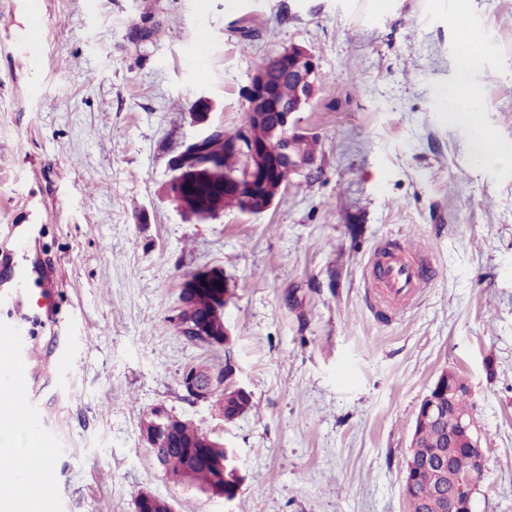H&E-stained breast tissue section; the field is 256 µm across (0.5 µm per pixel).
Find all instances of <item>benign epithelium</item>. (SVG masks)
I'll return each mask as SVG.
<instances>
[{"mask_svg":"<svg viewBox=\"0 0 512 512\" xmlns=\"http://www.w3.org/2000/svg\"><path fill=\"white\" fill-rule=\"evenodd\" d=\"M277 65L288 69V77L296 86L295 98L282 102L277 106V123L274 126L276 138L263 143L253 142L248 129L224 138V151L237 154L243 162V173L232 180H227L224 187L237 191L244 187H258L266 183L270 177L268 157H273L280 169H288L299 174L309 168L313 161L304 154L302 141L307 134L299 126L298 112L302 111L309 101L318 73V64L314 53L305 46L293 45L276 57ZM272 89L262 73L254 74L248 88V119L247 123H258L265 116L270 103ZM194 122L201 126V131L193 137L184 149L173 158L170 164L171 175L166 181L170 191L175 192L193 176L204 170L217 167L219 158L212 155L199 154L203 143L218 132L224 131V125L211 120L209 112L193 113ZM230 293L229 281L222 273L214 270H201L189 277L184 289L180 312L172 317V323L179 335L197 344L216 343L213 339L214 314L225 311ZM210 297L212 312L186 318L181 312L189 309L191 303L199 295ZM182 386L190 396L197 400H208L219 396V411H224V387H233L246 395L248 391L233 382V373L221 372V369H192L183 374ZM442 409L439 402L431 395L425 396L417 412L420 423H439ZM154 424L141 430V435L150 450L154 461H159L158 452L167 441L177 434L182 419L171 414L163 407L154 408ZM446 447L449 453L462 448L468 451L476 463L475 470L448 483L445 468L446 458L433 459L421 452L416 438H411L406 460L404 487H409L417 474L424 468H431L436 475V489L432 499L417 501L405 495L411 512H430V509L441 505L442 512H473L474 494L484 478L486 449L483 448L479 434L475 411L467 410L459 415L455 434L447 437ZM135 512H172L171 504L154 495L141 493L134 502Z\"/></svg>","mask_w":512,"mask_h":512,"instance_id":"obj_1","label":"benign epithelium"}]
</instances>
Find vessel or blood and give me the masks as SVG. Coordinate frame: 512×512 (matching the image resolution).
<instances>
[{
  "mask_svg": "<svg viewBox=\"0 0 512 512\" xmlns=\"http://www.w3.org/2000/svg\"><path fill=\"white\" fill-rule=\"evenodd\" d=\"M43 15L35 0L26 8V24L19 39L30 44L42 29ZM16 261L5 270L4 288L0 289V307L10 306L28 295L30 270L26 263L25 243L17 241ZM374 269L393 299L408 303L427 280L421 271L401 256L385 253ZM77 344L67 340L58 344L54 363H46L31 340L30 330L15 320L0 318V433H12L17 427L28 431L26 449L17 452L8 443H0V477L25 484L47 486L53 481L51 460L57 446L54 431L46 422L45 410L31 396L35 375L46 372L58 385H67L73 376Z\"/></svg>",
  "mask_w": 512,
  "mask_h": 512,
  "instance_id": "1",
  "label": "vessel or blood"
}]
</instances>
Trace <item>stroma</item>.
<instances>
[{
	"label": "stroma",
	"mask_w": 512,
	"mask_h": 512,
	"mask_svg": "<svg viewBox=\"0 0 512 512\" xmlns=\"http://www.w3.org/2000/svg\"><path fill=\"white\" fill-rule=\"evenodd\" d=\"M494 45L460 70L449 0H40L37 96L0 0V251L28 228L36 340L53 358L77 316L73 383L35 382L58 446L57 512H133L143 491L175 512H407L405 457L439 374L471 385L486 471L475 512H512V166L482 164L475 128L512 148V0H468ZM156 24L146 40L132 24ZM294 44L318 77L302 125L310 170L260 214L185 218L161 187L197 133L201 97L234 132L257 66ZM466 82L481 110L448 119ZM418 249L436 277L395 312L364 267ZM231 283V344L196 345L170 321L185 279ZM235 366L253 408L234 422L189 396L183 373ZM157 406L234 449L232 501L170 481L141 438Z\"/></svg>",
	"instance_id": "35a3bbf8"
}]
</instances>
